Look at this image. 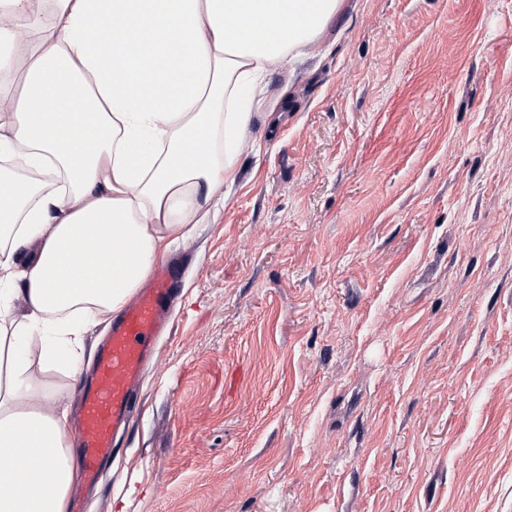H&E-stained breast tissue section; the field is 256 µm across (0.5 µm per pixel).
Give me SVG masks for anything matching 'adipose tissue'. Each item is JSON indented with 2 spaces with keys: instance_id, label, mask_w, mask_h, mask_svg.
<instances>
[{
  "instance_id": "adipose-tissue-1",
  "label": "adipose tissue",
  "mask_w": 512,
  "mask_h": 512,
  "mask_svg": "<svg viewBox=\"0 0 512 512\" xmlns=\"http://www.w3.org/2000/svg\"><path fill=\"white\" fill-rule=\"evenodd\" d=\"M340 2L0 0V512H66L78 473L66 392L34 387L31 355L79 373L86 317L207 220L254 95Z\"/></svg>"
}]
</instances>
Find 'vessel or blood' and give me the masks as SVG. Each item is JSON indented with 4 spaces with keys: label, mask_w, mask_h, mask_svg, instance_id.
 I'll list each match as a JSON object with an SVG mask.
<instances>
[{
    "label": "vessel or blood",
    "mask_w": 512,
    "mask_h": 512,
    "mask_svg": "<svg viewBox=\"0 0 512 512\" xmlns=\"http://www.w3.org/2000/svg\"><path fill=\"white\" fill-rule=\"evenodd\" d=\"M174 293L171 269L156 271L99 347L91 377L80 389L82 416L76 433L83 480L98 483L115 453L142 386L151 349L167 326Z\"/></svg>",
    "instance_id": "vessel-or-blood-1"
}]
</instances>
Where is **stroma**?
<instances>
[{"label":"stroma","mask_w":512,"mask_h":512,"mask_svg":"<svg viewBox=\"0 0 512 512\" xmlns=\"http://www.w3.org/2000/svg\"><path fill=\"white\" fill-rule=\"evenodd\" d=\"M509 71L512 0H342L268 77L88 512H512Z\"/></svg>","instance_id":"1"}]
</instances>
